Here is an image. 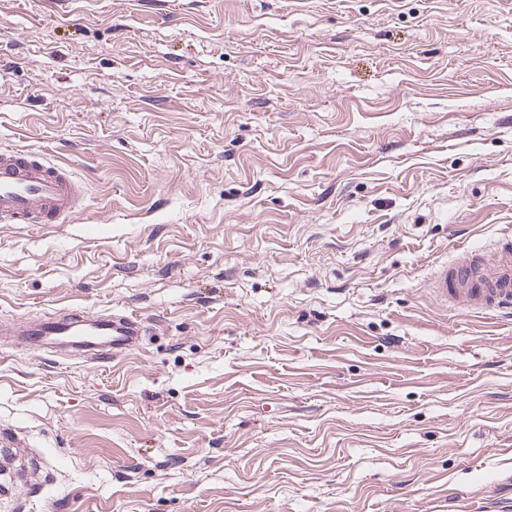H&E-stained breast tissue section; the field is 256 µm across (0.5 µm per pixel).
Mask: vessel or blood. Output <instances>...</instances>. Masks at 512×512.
I'll return each mask as SVG.
<instances>
[{
    "label": "vessel or blood",
    "instance_id": "1",
    "mask_svg": "<svg viewBox=\"0 0 512 512\" xmlns=\"http://www.w3.org/2000/svg\"><path fill=\"white\" fill-rule=\"evenodd\" d=\"M80 184L67 168L26 150H0V223L55 224L79 209ZM431 290L444 304L474 313L512 307V237L501 240L492 258L460 255L438 267ZM34 348L57 346L96 363L139 347L144 325L135 315L50 314L24 322L21 331Z\"/></svg>",
    "mask_w": 512,
    "mask_h": 512
}]
</instances>
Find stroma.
<instances>
[{"instance_id":"stroma-1","label":"stroma","mask_w":512,"mask_h":512,"mask_svg":"<svg viewBox=\"0 0 512 512\" xmlns=\"http://www.w3.org/2000/svg\"><path fill=\"white\" fill-rule=\"evenodd\" d=\"M81 209L0 224V323L133 313L94 364L0 343V512H483L512 315L435 268L512 233V0H0V149Z\"/></svg>"}]
</instances>
